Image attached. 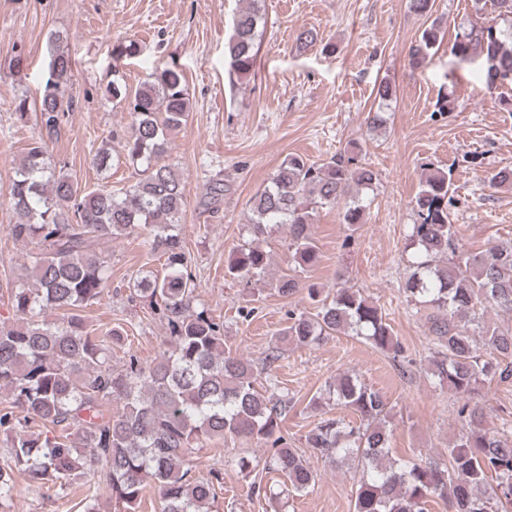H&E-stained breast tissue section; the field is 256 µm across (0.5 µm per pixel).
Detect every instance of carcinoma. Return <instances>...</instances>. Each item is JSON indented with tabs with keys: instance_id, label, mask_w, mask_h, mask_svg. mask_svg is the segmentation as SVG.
I'll return each mask as SVG.
<instances>
[{
	"instance_id": "1",
	"label": "carcinoma",
	"mask_w": 512,
	"mask_h": 512,
	"mask_svg": "<svg viewBox=\"0 0 512 512\" xmlns=\"http://www.w3.org/2000/svg\"><path fill=\"white\" fill-rule=\"evenodd\" d=\"M434 0H410L411 9L431 19L411 57L437 54L444 21L432 17ZM497 12L480 26L460 27L448 52L456 63L479 59L485 88L512 75V0H491ZM265 22L255 6L238 11L224 44V61L237 78L253 71ZM63 36L52 31L47 75L39 98V133L15 171L9 200L16 221L7 225L15 241L35 245L26 278L9 300L19 324L0 322V435L10 462L0 463V502L13 496L14 468L29 483L68 482L93 472L111 490L118 512H139L146 490L155 491L160 512H208L214 483L192 475L191 454L202 441L226 437L256 439L267 447L262 469L284 478L271 496L304 493L316 474L297 450L288 447L281 424L293 398L275 393L271 371L281 351L270 350L259 367L224 347V324L194 306L198 284L188 271L180 234L186 204L184 183L175 165L163 161L171 135L186 123L191 102L182 71L159 68L135 89L112 80V101L129 112L117 155L101 147L99 168L124 160L137 178L116 191L79 187L66 166L54 162L47 141L58 137L74 101L72 61L60 48ZM140 52L135 40L112 45V57ZM354 145L323 163L287 156L268 184L249 200V239L225 268L233 280L251 283L269 269L262 248L274 225L288 227V263L306 270L319 262L311 235L317 209L342 207V223H363L360 193L377 174L360 163ZM226 184L216 175L201 204L217 212ZM452 170L426 164L414 198L416 216L404 253L406 301L426 310L432 337L433 376L463 403L458 408L467 431L448 447V465L395 458L388 428L390 410L378 390L344 375L313 396L316 410L329 399L355 420L322 419L305 436L311 452L332 463L350 465L356 479L354 512H424L429 499L444 501L448 512H508L512 506V421L499 429L483 427L478 397L489 384L512 381V327L485 320L490 310L512 313V243H488L478 252L464 250L450 210ZM141 228L149 253L163 260L164 274L140 270L133 295L166 321L168 348L144 366L131 355L112 368V349L126 331L113 326L90 330L81 312L100 301L112 277L102 245ZM288 297L301 281L286 273L276 283ZM314 311L289 313L279 333L287 344L312 346L329 336L356 337L398 358L404 348L380 306L359 290L339 287L330 299L310 285ZM121 405L112 414V403ZM39 431L32 430V426Z\"/></svg>"
}]
</instances>
